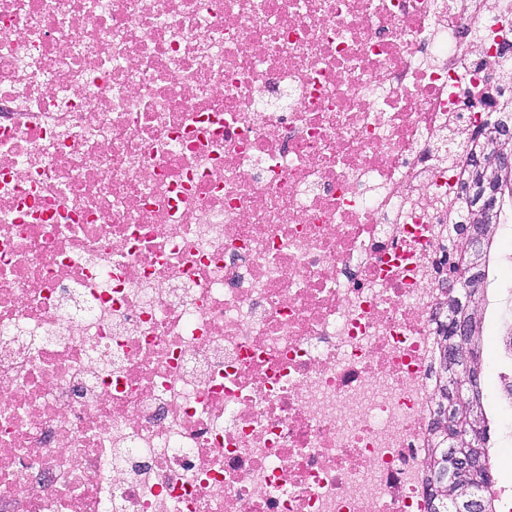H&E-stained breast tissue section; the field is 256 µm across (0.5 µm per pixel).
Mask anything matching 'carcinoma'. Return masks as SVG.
<instances>
[{"label":"carcinoma","instance_id":"1","mask_svg":"<svg viewBox=\"0 0 512 512\" xmlns=\"http://www.w3.org/2000/svg\"><path fill=\"white\" fill-rule=\"evenodd\" d=\"M508 126L512 127V102L501 105L500 111L492 114L481 139L471 145L468 170L461 186L462 195L459 201L448 202V224L455 230L475 225L481 228L485 242L481 255L474 261L473 277L449 293L448 301L442 306L445 318L439 321L434 352L436 389L426 459V490H434L442 477L449 497L463 500L470 487L479 485L485 504L482 512L495 510L492 508V480L486 478L492 466L486 452L488 425L479 383L483 353L481 305L494 238L503 226L500 220L503 202L506 199L512 201V171L503 173L492 167L484 168L477 164L475 154L482 150L492 153L500 143L502 129ZM490 186L497 192L494 205L486 203ZM452 318H465L471 324L468 346L472 360L468 369L448 359L459 345L450 325ZM473 453L480 458L482 469L475 473L462 470L459 458Z\"/></svg>","mask_w":512,"mask_h":512}]
</instances>
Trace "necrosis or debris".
I'll list each match as a JSON object with an SVG mask.
<instances>
[{"mask_svg": "<svg viewBox=\"0 0 512 512\" xmlns=\"http://www.w3.org/2000/svg\"><path fill=\"white\" fill-rule=\"evenodd\" d=\"M510 29L0 0V512H426L442 227Z\"/></svg>", "mask_w": 512, "mask_h": 512, "instance_id": "4bbe7bcc", "label": "necrosis or debris"}]
</instances>
